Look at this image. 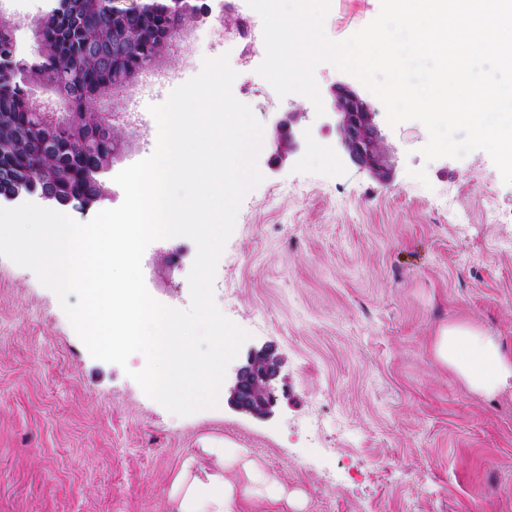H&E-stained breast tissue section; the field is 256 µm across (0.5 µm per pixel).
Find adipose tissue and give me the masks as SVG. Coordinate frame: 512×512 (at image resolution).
<instances>
[{"label":"adipose tissue","mask_w":512,"mask_h":512,"mask_svg":"<svg viewBox=\"0 0 512 512\" xmlns=\"http://www.w3.org/2000/svg\"><path fill=\"white\" fill-rule=\"evenodd\" d=\"M436 359L453 371L471 391L494 395L512 389V354L480 327L460 321L442 328L434 340ZM213 468L188 458L173 478L168 500L171 512H243L246 501L287 506L285 486L248 457L246 449L226 442L210 445ZM241 467L245 479L229 477Z\"/></svg>","instance_id":"ef3b65f1"}]
</instances>
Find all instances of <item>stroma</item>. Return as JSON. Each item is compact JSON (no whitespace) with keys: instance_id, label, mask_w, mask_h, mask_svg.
<instances>
[{"instance_id":"1","label":"stroma","mask_w":512,"mask_h":512,"mask_svg":"<svg viewBox=\"0 0 512 512\" xmlns=\"http://www.w3.org/2000/svg\"><path fill=\"white\" fill-rule=\"evenodd\" d=\"M194 3L192 38L133 86L89 102L111 113L123 149L102 176L109 197L62 212L84 223L119 206L114 175L154 152L149 108L164 98L153 86L174 89L228 54L234 96L264 126L263 180L240 205L214 301L250 334L227 375L272 350L276 403L263 417L226 399L170 413L129 376L143 355L123 367L91 357L57 296L0 257V512H168L173 477L188 457L209 464L213 439L279 475L288 512H512V392L471 393L433 354L456 321L512 350V185L482 150L426 161V127L389 125L369 92L391 154L389 175L370 173L311 100L279 97L259 78L247 0ZM379 10L380 0H329L325 33L344 40ZM206 18L231 30L224 48H212ZM289 115L308 137L278 158L275 122ZM196 253L186 237L148 245L142 271L157 301L189 307Z\"/></svg>"}]
</instances>
